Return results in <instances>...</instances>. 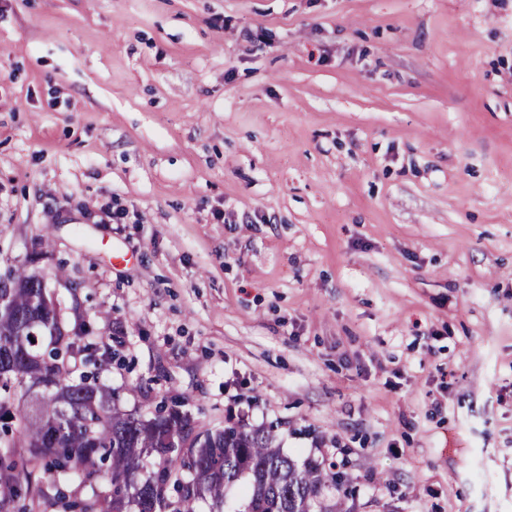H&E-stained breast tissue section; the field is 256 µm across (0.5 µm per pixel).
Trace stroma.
Instances as JSON below:
<instances>
[{
	"label": "stroma",
	"instance_id": "stroma-1",
	"mask_svg": "<svg viewBox=\"0 0 512 512\" xmlns=\"http://www.w3.org/2000/svg\"><path fill=\"white\" fill-rule=\"evenodd\" d=\"M14 265L325 512H512V0H0Z\"/></svg>",
	"mask_w": 512,
	"mask_h": 512
}]
</instances>
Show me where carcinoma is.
<instances>
[{
    "instance_id": "cac0c4a2",
    "label": "carcinoma",
    "mask_w": 512,
    "mask_h": 512,
    "mask_svg": "<svg viewBox=\"0 0 512 512\" xmlns=\"http://www.w3.org/2000/svg\"><path fill=\"white\" fill-rule=\"evenodd\" d=\"M59 306L21 266L0 277V512L37 498L52 512H196L200 501L224 512L238 482L247 512H312L328 478L284 455L276 426L229 419L212 430L175 399L147 419L121 410L114 392L84 375L120 360L118 350L89 341L78 312L73 325L59 323Z\"/></svg>"
}]
</instances>
